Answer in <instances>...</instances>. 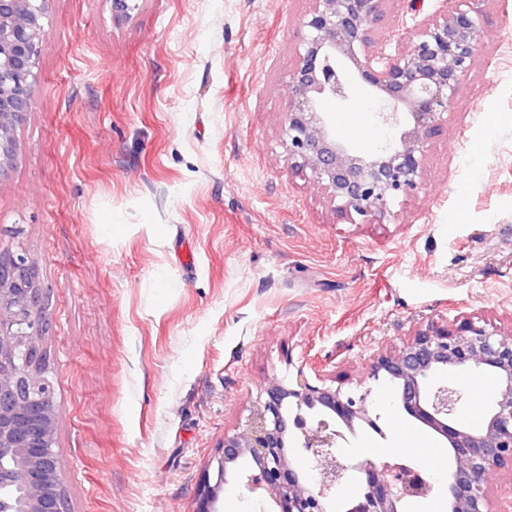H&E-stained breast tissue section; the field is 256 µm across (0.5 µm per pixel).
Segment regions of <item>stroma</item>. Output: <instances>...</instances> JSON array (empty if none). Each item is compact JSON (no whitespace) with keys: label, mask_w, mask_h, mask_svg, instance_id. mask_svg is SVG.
Returning a JSON list of instances; mask_svg holds the SVG:
<instances>
[{"label":"stroma","mask_w":512,"mask_h":512,"mask_svg":"<svg viewBox=\"0 0 512 512\" xmlns=\"http://www.w3.org/2000/svg\"><path fill=\"white\" fill-rule=\"evenodd\" d=\"M50 0L34 108L0 182V253L38 263L70 512H197L225 436L275 380L368 392L378 458L399 428L427 469L445 440L396 412L374 357L420 325L512 329V0H482L474 63L422 190L341 219L287 159L288 72L309 0ZM376 98L329 106L355 147L403 132Z\"/></svg>","instance_id":"stroma-1"}]
</instances>
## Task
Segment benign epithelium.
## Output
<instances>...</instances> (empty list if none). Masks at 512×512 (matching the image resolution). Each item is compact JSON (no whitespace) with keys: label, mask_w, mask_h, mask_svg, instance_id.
<instances>
[{"label":"benign epithelium","mask_w":512,"mask_h":512,"mask_svg":"<svg viewBox=\"0 0 512 512\" xmlns=\"http://www.w3.org/2000/svg\"><path fill=\"white\" fill-rule=\"evenodd\" d=\"M48 0H0V181L15 164L16 129L32 111L30 88L42 52ZM307 29L288 72V158L325 187L336 215L351 224L384 216L423 185L426 153L448 126V107L470 70L483 23L475 0H441L412 29L397 21L394 44L376 38L387 0H311ZM352 65L381 104V118L410 117L399 140L365 153L333 135L326 106L356 94L342 63ZM35 263L20 249L0 256V512H68L58 466L54 386L41 341L48 326ZM495 378L483 422L457 416L475 372ZM442 373L461 376L445 382ZM371 378L396 386L403 410L442 435L451 471L441 482L448 512H492L486 475L512 471V336L470 318L414 330L398 350L380 353ZM375 428L366 395L311 384L303 374L266 388L241 431L224 437L215 484L205 483L199 512H220L224 485L260 490L269 512H334L345 478L357 493L344 512H403L435 487L423 470L390 454L343 461L339 420Z\"/></svg>","instance_id":"benign-epithelium-1"}]
</instances>
